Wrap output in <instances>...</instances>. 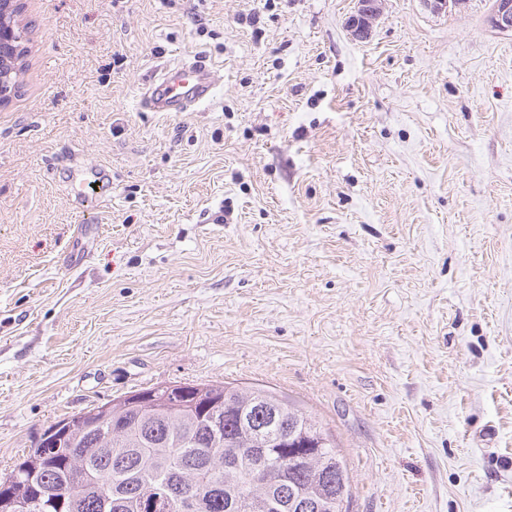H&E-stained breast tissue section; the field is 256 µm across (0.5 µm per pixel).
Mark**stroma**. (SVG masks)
<instances>
[{"label": "stroma", "mask_w": 512, "mask_h": 512, "mask_svg": "<svg viewBox=\"0 0 512 512\" xmlns=\"http://www.w3.org/2000/svg\"><path fill=\"white\" fill-rule=\"evenodd\" d=\"M0 104V475L65 416L260 383L348 512H512V36L492 0H22ZM202 58L214 103L146 112ZM111 186L76 202L71 175ZM89 254L60 264L81 225ZM382 0H358L357 12L349 17L348 27L356 38H365L380 13ZM26 53L27 49L21 40L13 54H8L3 60L0 57V78L3 72L4 81L12 84V88L19 82L20 75L25 69L24 60Z\"/></svg>", "instance_id": "obj_1"}]
</instances>
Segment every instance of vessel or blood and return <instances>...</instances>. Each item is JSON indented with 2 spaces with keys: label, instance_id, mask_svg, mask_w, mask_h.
Returning <instances> with one entry per match:
<instances>
[{
  "label": "vessel or blood",
  "instance_id": "b4317fda",
  "mask_svg": "<svg viewBox=\"0 0 512 512\" xmlns=\"http://www.w3.org/2000/svg\"><path fill=\"white\" fill-rule=\"evenodd\" d=\"M216 87L215 70L198 59L159 72L142 92L140 105L148 112H185L211 103Z\"/></svg>",
  "mask_w": 512,
  "mask_h": 512
}]
</instances>
